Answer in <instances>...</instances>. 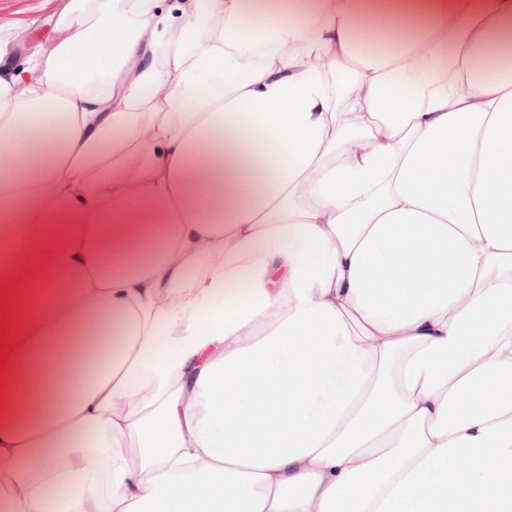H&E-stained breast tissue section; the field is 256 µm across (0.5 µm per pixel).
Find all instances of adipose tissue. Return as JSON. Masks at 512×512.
I'll list each match as a JSON object with an SVG mask.
<instances>
[{
    "instance_id": "ef3b65f1",
    "label": "adipose tissue",
    "mask_w": 512,
    "mask_h": 512,
    "mask_svg": "<svg viewBox=\"0 0 512 512\" xmlns=\"http://www.w3.org/2000/svg\"><path fill=\"white\" fill-rule=\"evenodd\" d=\"M0 79V512H512V0H76Z\"/></svg>"
}]
</instances>
